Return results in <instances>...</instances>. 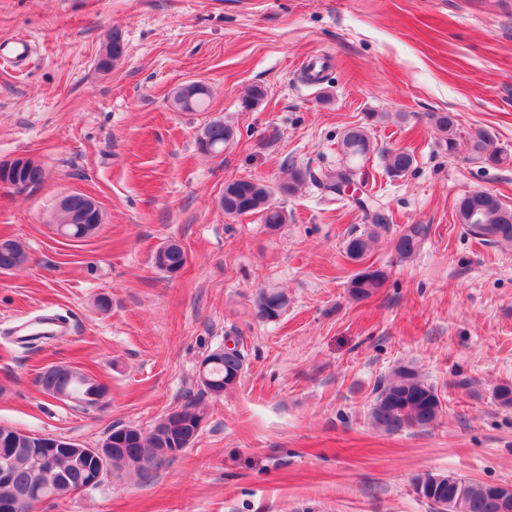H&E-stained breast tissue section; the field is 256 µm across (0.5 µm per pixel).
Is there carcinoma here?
I'll return each mask as SVG.
<instances>
[{
	"label": "carcinoma",
	"instance_id": "1",
	"mask_svg": "<svg viewBox=\"0 0 512 512\" xmlns=\"http://www.w3.org/2000/svg\"><path fill=\"white\" fill-rule=\"evenodd\" d=\"M108 49L102 65L110 70L123 57L113 52L114 48L125 47L124 32L113 27L107 32ZM209 97V89L201 85V91L174 92L172 107L181 112H194L203 107ZM265 97L260 85L247 89L241 99V107L249 110L256 107ZM429 121L439 133V146L448 153L456 154L458 149V125L452 112H433ZM204 138L196 139L197 149L212 157L224 153L234 140L235 131L221 121H212L203 127ZM471 151L478 158L492 164L503 161L501 152L493 147L491 138L477 130L469 137ZM374 151L369 127L353 125L344 130L341 136V152L345 161L334 168H309L290 165L288 179L279 182L276 189L257 178H239L224 183L222 194L224 214L230 217L257 214L262 223L275 231L288 223V213L283 206L272 201L273 194L281 197L295 195L309 182L322 190L327 200L342 199V187L357 182L359 171L371 152ZM385 170L392 177H402L412 172L417 164L414 152L406 149H386L382 151ZM45 176L42 165L32 159H26L19 169L0 168V183L29 182L40 185ZM365 219L371 223L367 231L350 236L344 244L348 259L358 262L371 250L375 240L391 230L392 219L378 205L368 198L355 200ZM456 219L466 226L469 234L487 244L512 246V207L506 205L495 194L487 191L472 192L463 196L456 205ZM101 224L84 214V200L80 195L71 198L70 209L64 215V235L70 240H83L94 235ZM429 234L427 224H407L392 238L391 243L397 258L408 261L421 251ZM28 253L24 245L15 240L0 238V271H10L24 265ZM186 262L182 248L169 243L164 251L154 255L155 266L167 273L175 272ZM388 277L381 268L367 267L358 271L349 282L350 295L363 299L381 288ZM288 307V296L275 288H263L256 298V315L266 321L279 318ZM203 362L207 363L206 377L202 384L203 392L212 396L233 390L240 382L246 364V355L239 340H234V348L213 350ZM37 383L44 393L56 396L64 392L70 399L79 403L88 402L95 397L99 403L106 393V387L85 372L65 365L45 367L37 377ZM376 398L370 411L372 423L387 433H397L412 428H428L434 424L443 411V402L433 384L421 377L410 365L395 366L385 380L375 388ZM494 399L502 407H512V381H505L493 390ZM205 417L204 411L195 404L181 407L179 417L172 426L164 429L155 424L149 434L126 426L114 427L103 442L110 448H130L132 452L110 456L106 464L91 456L80 454L52 455L50 448L60 447L61 438L50 434L20 431L0 426V464L7 463L8 478H0V503L13 500L18 496L28 498L24 508L30 510L46 497L55 499L66 497L78 491L87 481L92 469L106 468L112 473L134 472L148 477L151 468L141 464L155 456L158 448H187L199 434L198 425ZM423 482L419 497L432 505L446 503L454 498L461 499V512H501L497 496L490 483H477L464 478L453 482L437 480L435 475L427 473L415 477Z\"/></svg>",
	"mask_w": 512,
	"mask_h": 512
}]
</instances>
